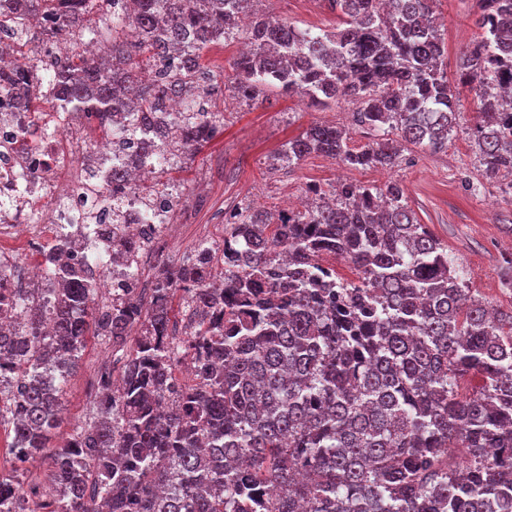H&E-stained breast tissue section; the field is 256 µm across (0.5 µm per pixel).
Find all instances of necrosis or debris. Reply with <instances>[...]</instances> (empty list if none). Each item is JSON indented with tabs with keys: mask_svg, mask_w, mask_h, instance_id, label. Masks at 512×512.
Listing matches in <instances>:
<instances>
[{
	"mask_svg": "<svg viewBox=\"0 0 512 512\" xmlns=\"http://www.w3.org/2000/svg\"><path fill=\"white\" fill-rule=\"evenodd\" d=\"M162 130L157 122L143 128V149L120 156L117 141H88L84 124L67 113L33 111L22 88L0 96V243L32 249L34 273L41 280L59 253L82 262L102 258L101 285L111 289L113 299H121L143 251L113 259L101 244L102 235L117 229L124 240L143 244V250H163L171 240L172 226L163 217L174 197L153 189L154 180L170 169L151 147L161 140ZM90 160L120 162L129 182L112 206L111 225L89 233L87 243L63 246L57 241L59 231L83 228L92 214L83 179V164Z\"/></svg>",
	"mask_w": 512,
	"mask_h": 512,
	"instance_id": "obj_1",
	"label": "necrosis or debris"
}]
</instances>
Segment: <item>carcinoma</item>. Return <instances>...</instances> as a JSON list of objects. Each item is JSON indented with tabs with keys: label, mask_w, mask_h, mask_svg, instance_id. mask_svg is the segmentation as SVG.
Masks as SVG:
<instances>
[{
	"label": "carcinoma",
	"mask_w": 512,
	"mask_h": 512,
	"mask_svg": "<svg viewBox=\"0 0 512 512\" xmlns=\"http://www.w3.org/2000/svg\"><path fill=\"white\" fill-rule=\"evenodd\" d=\"M0 36L21 63L0 62V84L25 82L47 44L36 22L69 35L99 16L88 55L74 43L55 60L63 111L102 138L134 145L129 113L147 126L173 116L193 160L224 129L202 63L243 37L233 62L237 98L269 88L314 106L357 104L374 132L310 125L272 156L313 153L353 168L392 169L402 144L448 148L462 118L459 87L479 101L470 128L485 174L512 173V0H478L479 38L448 79L436 0H324L332 30L301 31L259 12L260 0H12ZM492 75L503 94L487 93ZM303 211L250 206L225 219L224 241L201 242L145 293L99 299L82 264L51 269L56 284L0 288V423L11 469H0V512H512V313L469 295L460 266L408 207L396 181L308 188ZM348 259L358 280L323 262ZM189 311L185 336L171 311ZM104 337L112 364L97 376L94 417L60 447V397L86 336ZM469 374L480 385L461 391ZM177 405L164 409L168 394ZM463 450L466 462L449 466ZM50 451L47 493L19 479Z\"/></svg>",
	"instance_id": "1"
}]
</instances>
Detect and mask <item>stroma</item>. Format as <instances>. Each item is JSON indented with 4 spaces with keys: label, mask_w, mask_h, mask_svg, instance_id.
<instances>
[{
    "label": "stroma",
    "mask_w": 512,
    "mask_h": 512,
    "mask_svg": "<svg viewBox=\"0 0 512 512\" xmlns=\"http://www.w3.org/2000/svg\"><path fill=\"white\" fill-rule=\"evenodd\" d=\"M259 7L269 17L302 29H330L337 23L323 0H261ZM478 14L476 0H438L436 15L448 69H455L461 52L479 35ZM461 99L464 117L447 150L433 153L406 146L402 163L385 172L343 170L319 154L289 169L272 164L271 157L282 144L319 122L348 128L352 145L368 142L369 133L354 121L352 104L342 101L320 110L273 89L254 105L226 96L223 132L177 174L183 199L172 215L179 233L170 243L168 264L178 263L199 241L222 242L224 217L236 207L250 205L275 213L288 197L305 194L311 185L330 189L341 175L365 185L394 179L402 185L419 223L427 225L460 265L471 293L511 312L512 265L507 259L512 256V174L483 173L469 134L477 100L466 88ZM111 359L105 341L92 337L61 400L56 443H63L73 425L90 418L94 375Z\"/></svg>",
    "instance_id": "1"
}]
</instances>
